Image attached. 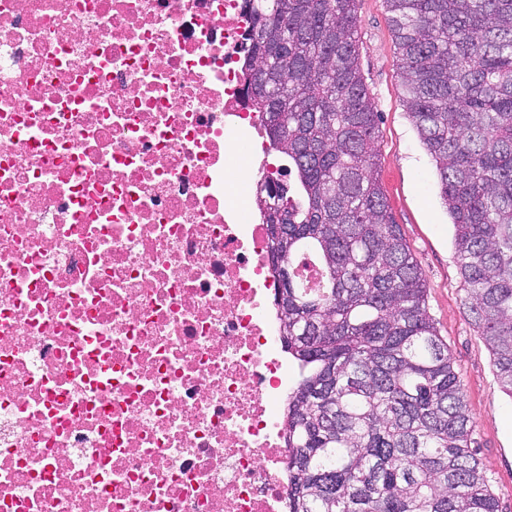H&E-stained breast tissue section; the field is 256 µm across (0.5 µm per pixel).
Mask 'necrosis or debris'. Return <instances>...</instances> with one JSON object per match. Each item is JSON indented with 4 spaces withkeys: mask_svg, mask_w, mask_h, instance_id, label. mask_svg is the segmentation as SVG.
I'll list each match as a JSON object with an SVG mask.
<instances>
[{
    "mask_svg": "<svg viewBox=\"0 0 512 512\" xmlns=\"http://www.w3.org/2000/svg\"><path fill=\"white\" fill-rule=\"evenodd\" d=\"M246 33L245 0H0V512L287 508Z\"/></svg>",
    "mask_w": 512,
    "mask_h": 512,
    "instance_id": "necrosis-or-debris-1",
    "label": "necrosis or debris"
}]
</instances>
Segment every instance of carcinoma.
<instances>
[{"instance_id":"1","label":"carcinoma","mask_w":512,"mask_h":512,"mask_svg":"<svg viewBox=\"0 0 512 512\" xmlns=\"http://www.w3.org/2000/svg\"><path fill=\"white\" fill-rule=\"evenodd\" d=\"M386 3L464 301L512 398V0ZM246 4V90L283 161L263 218L299 370L285 414L288 512H498L463 380L377 176L357 0Z\"/></svg>"}]
</instances>
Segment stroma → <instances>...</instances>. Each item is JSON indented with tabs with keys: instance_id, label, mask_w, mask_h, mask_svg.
<instances>
[{
	"instance_id": "obj_1",
	"label": "stroma",
	"mask_w": 512,
	"mask_h": 512,
	"mask_svg": "<svg viewBox=\"0 0 512 512\" xmlns=\"http://www.w3.org/2000/svg\"><path fill=\"white\" fill-rule=\"evenodd\" d=\"M357 17L360 69L381 114L378 177L426 281L429 312L463 379L476 422L478 457L499 499V512H512V398L502 392L492 356L463 301L454 230L434 164L403 105L385 0H358Z\"/></svg>"
}]
</instances>
